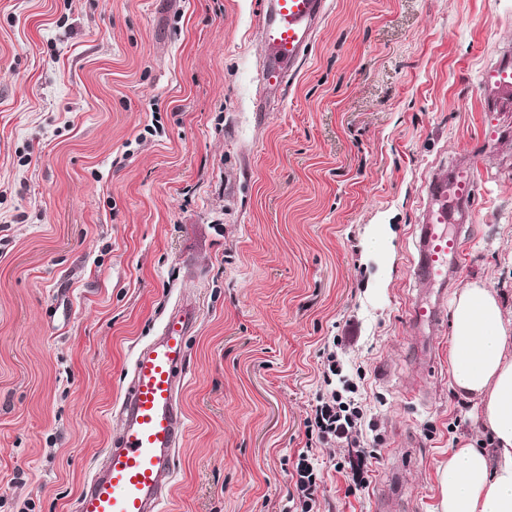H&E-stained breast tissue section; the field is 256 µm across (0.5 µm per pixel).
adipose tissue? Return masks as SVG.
Returning a JSON list of instances; mask_svg holds the SVG:
<instances>
[{"label": "adipose tissue", "mask_w": 512, "mask_h": 512, "mask_svg": "<svg viewBox=\"0 0 512 512\" xmlns=\"http://www.w3.org/2000/svg\"><path fill=\"white\" fill-rule=\"evenodd\" d=\"M450 327L451 385L475 399L482 430L437 464L435 512H512V323L496 294L472 282L452 303Z\"/></svg>", "instance_id": "ef3b65f1"}]
</instances>
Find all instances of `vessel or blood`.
<instances>
[{
    "label": "vessel or blood",
    "mask_w": 512,
    "mask_h": 512,
    "mask_svg": "<svg viewBox=\"0 0 512 512\" xmlns=\"http://www.w3.org/2000/svg\"><path fill=\"white\" fill-rule=\"evenodd\" d=\"M329 6L330 0H256L257 31L264 49L263 90L277 89L295 73L310 53ZM478 89L493 95L488 112H512V56L484 69ZM480 170L475 155L462 162L452 178H432L416 229L413 273L437 291L433 298L413 301L408 319L427 334L420 356L430 367L436 363L433 332L442 319L448 276L460 267L465 253L464 235L450 232L448 226L457 220V207L473 197ZM194 326L192 306L176 309L160 334L137 353L121 401L122 428L88 479L77 512H161L170 494L175 452L186 431L179 387Z\"/></svg>",
    "instance_id": "b4317fda"
}]
</instances>
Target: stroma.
<instances>
[{
  "label": "stroma",
  "instance_id": "35a3bbf8",
  "mask_svg": "<svg viewBox=\"0 0 512 512\" xmlns=\"http://www.w3.org/2000/svg\"><path fill=\"white\" fill-rule=\"evenodd\" d=\"M512 0H332L258 112L254 0H0V512H76L120 432L133 359L197 322L164 512H435L436 464L480 432L406 318L432 177L481 141L482 69ZM483 156L465 259L512 318V114ZM383 226L377 250L366 246ZM375 458L308 436L328 341ZM297 475L298 478L295 487L298 492L302 512H310L313 508L318 486L314 467L308 462V458L304 454L300 455V461L297 465Z\"/></svg>",
  "mask_w": 512,
  "mask_h": 512
}]
</instances>
